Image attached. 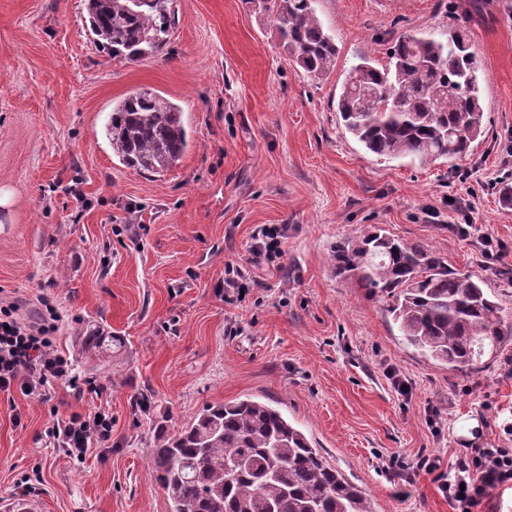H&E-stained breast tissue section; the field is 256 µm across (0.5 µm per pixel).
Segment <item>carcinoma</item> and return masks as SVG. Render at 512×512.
<instances>
[{
  "label": "carcinoma",
  "mask_w": 512,
  "mask_h": 512,
  "mask_svg": "<svg viewBox=\"0 0 512 512\" xmlns=\"http://www.w3.org/2000/svg\"><path fill=\"white\" fill-rule=\"evenodd\" d=\"M272 18L276 36L306 74L320 79L336 66L338 48L316 15L314 0H252ZM91 33L119 61L158 54L174 16L168 0H88ZM387 63L352 67L337 101L345 130L367 151L422 165L473 151L485 134L478 72L467 34L447 40L404 34ZM112 154L137 172L164 173L188 147L183 112L159 93L127 94L112 105L105 129ZM336 277L383 303L405 341L451 370L481 369L485 347L512 336V322L486 282L448 267L421 242L373 227L336 243ZM83 364L112 359L123 339L103 326L79 329ZM149 474L170 512H372L371 502L274 406L254 398L204 407L174 431L159 423Z\"/></svg>",
  "instance_id": "cac0c4a2"
}]
</instances>
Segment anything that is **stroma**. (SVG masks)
<instances>
[{"mask_svg":"<svg viewBox=\"0 0 512 512\" xmlns=\"http://www.w3.org/2000/svg\"><path fill=\"white\" fill-rule=\"evenodd\" d=\"M169 7L176 23L163 50L119 62L96 47L85 0H0V187L13 196L0 218V292L22 300L28 319L48 295L72 362L82 321L124 341L109 366L79 372L106 385L102 396L79 400L62 383L45 403L0 394V504L169 512L148 474L156 424L176 429L206 405L252 397L277 407L374 512H454L414 464L451 465L473 441L512 448V338L474 373L428 360L380 302L336 279L329 254L381 226L482 277L512 316V206L492 185L512 171V0H316L339 49L320 79L296 66L249 0ZM457 26L481 64L485 138L453 166L366 151L336 110L350 66L360 56L385 64L402 32L444 41ZM139 89L177 104L190 136L159 175L122 165L105 136L113 104ZM452 198L474 238L427 218ZM261 224L287 225L288 237L278 265L258 270L250 245ZM482 233L499 241L498 259L483 257ZM228 264L246 285L233 303ZM389 365L410 379L411 398L392 389ZM101 407L112 414L110 451L79 464L50 444L57 419ZM32 473L34 491L20 492ZM241 288L243 283L240 268L228 265L224 268V299L226 301L243 300L245 295L241 296Z\"/></svg>","mask_w":512,"mask_h":512,"instance_id":"35a3bbf8","label":"stroma"}]
</instances>
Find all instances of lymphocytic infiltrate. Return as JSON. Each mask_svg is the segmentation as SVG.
Listing matches in <instances>:
<instances>
[{
    "label": "lymphocytic infiltrate",
    "mask_w": 512,
    "mask_h": 512,
    "mask_svg": "<svg viewBox=\"0 0 512 512\" xmlns=\"http://www.w3.org/2000/svg\"><path fill=\"white\" fill-rule=\"evenodd\" d=\"M287 235L284 224L258 227L250 246L252 264L273 265ZM39 302L37 318L28 320L21 317L18 301L0 298V394L17 390L44 401L58 382L69 384L79 398L102 394L101 383L77 378L72 362L58 349L56 307L44 296ZM47 435L71 461L81 463L94 448L111 443L112 415L106 410L97 416L73 412L54 423ZM414 468L436 474L438 489L455 512H484L494 490L512 488V448L499 445L475 443L463 448L445 473L439 459L430 457L420 458Z\"/></svg>",
    "instance_id": "f902f5d3"
}]
</instances>
